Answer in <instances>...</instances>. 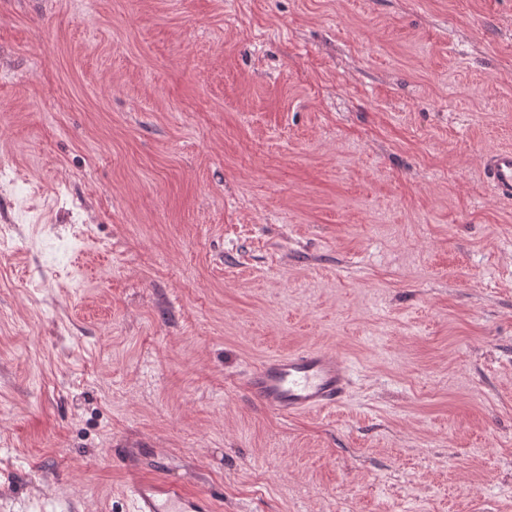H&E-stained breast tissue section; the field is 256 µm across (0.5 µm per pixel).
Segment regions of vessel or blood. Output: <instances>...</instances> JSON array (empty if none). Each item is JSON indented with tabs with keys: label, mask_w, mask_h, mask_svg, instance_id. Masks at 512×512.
Wrapping results in <instances>:
<instances>
[{
	"label": "vessel or blood",
	"mask_w": 512,
	"mask_h": 512,
	"mask_svg": "<svg viewBox=\"0 0 512 512\" xmlns=\"http://www.w3.org/2000/svg\"><path fill=\"white\" fill-rule=\"evenodd\" d=\"M483 172L494 196L512 201V149L488 152ZM247 393L265 410L282 417L317 412L341 403L349 386V364L337 353L308 348L265 359L245 377ZM132 512H214L211 496L187 490L170 479L133 478Z\"/></svg>",
	"instance_id": "1"
}]
</instances>
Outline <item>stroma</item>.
<instances>
[{"instance_id": "1", "label": "stroma", "mask_w": 512, "mask_h": 512, "mask_svg": "<svg viewBox=\"0 0 512 512\" xmlns=\"http://www.w3.org/2000/svg\"><path fill=\"white\" fill-rule=\"evenodd\" d=\"M508 146L512 0H0V512H512ZM483 172L496 198L512 201V149L490 151L482 157ZM349 364L337 353L308 348L265 359L246 374L247 393L282 417L317 412L343 401ZM132 512H213V498L192 493L181 482L134 477L129 486Z\"/></svg>"}]
</instances>
